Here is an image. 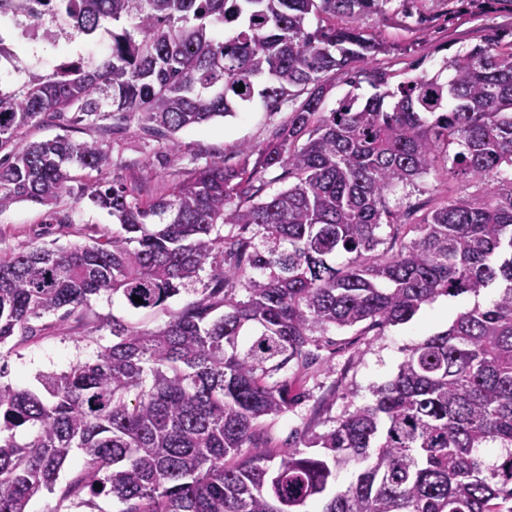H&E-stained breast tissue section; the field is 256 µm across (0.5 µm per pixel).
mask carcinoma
<instances>
[{
	"label": "carcinoma",
	"instance_id": "cac0c4a2",
	"mask_svg": "<svg viewBox=\"0 0 512 512\" xmlns=\"http://www.w3.org/2000/svg\"><path fill=\"white\" fill-rule=\"evenodd\" d=\"M43 2L0 0V25L20 14L42 24ZM379 2L55 0L52 22L111 43L51 79L0 83V212L86 198L119 230L0 256V348L36 341L50 315L112 343L42 375L40 394L0 384V512H27L43 491L80 503L107 493L120 512H303L314 498L322 512H512V50L491 36L446 62L450 79L393 89L389 73L367 70L373 94L322 111L325 75L382 51L336 15ZM228 25L234 34L216 38ZM301 95L259 166L214 159L150 202L125 184L71 185L70 169L109 163L96 143L15 144L23 127L68 112L105 134L138 116L171 138ZM432 171L461 188L428 208H390L396 187ZM385 226L399 247L377 255ZM183 292L193 299L157 328L90 317L93 296L153 311ZM462 295L473 305L411 346L371 402L302 435L275 465L245 455L261 422L298 401L288 371L330 330L405 324ZM76 449L83 469L59 488ZM351 464L353 480L335 489Z\"/></svg>",
	"mask_w": 512,
	"mask_h": 512
}]
</instances>
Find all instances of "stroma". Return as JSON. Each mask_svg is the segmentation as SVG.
<instances>
[{
	"label": "stroma",
	"mask_w": 512,
	"mask_h": 512,
	"mask_svg": "<svg viewBox=\"0 0 512 512\" xmlns=\"http://www.w3.org/2000/svg\"><path fill=\"white\" fill-rule=\"evenodd\" d=\"M339 24H355L379 35L385 49L373 68L394 74L402 81L422 74L450 78L448 59L480 43L485 35L499 34L502 42L512 41V0H381L375 10L351 17ZM294 100L279 103L275 110L253 103L236 116L219 118L202 126L178 132L174 140L147 135L138 120H131L112 134H101L87 122L66 124L42 122L19 131L21 142L41 141L68 135L75 141H96L108 154L110 163L101 171H82L83 182L109 180L120 184L144 185V199L167 195L171 185L186 170L220 157L227 168L243 162V148L260 150L277 141L297 108ZM456 181L433 172L417 180L415 186L397 188L389 195L391 207L404 208L454 194ZM49 209L27 202L12 204L0 211V250L22 252L35 245L66 246L82 242L86 225L112 230V219L89 201H82L71 224H50ZM187 300L179 295L163 310L136 312L107 296L92 298L93 312L118 317L145 328L168 321L169 314ZM471 298H441L425 306L408 323L384 330L357 333L353 329L330 332L308 367L298 370L301 400L288 413L268 418L258 440L260 453L283 454L295 446L302 434L327 431L333 420L370 402L375 387L390 381L406 356L407 347L446 329L458 310L471 305ZM110 337L87 338L74 322L57 324L38 341L7 359L0 382L19 389H39L42 374L62 372L78 361H95L100 345Z\"/></svg>",
	"instance_id": "stroma-1"
}]
</instances>
